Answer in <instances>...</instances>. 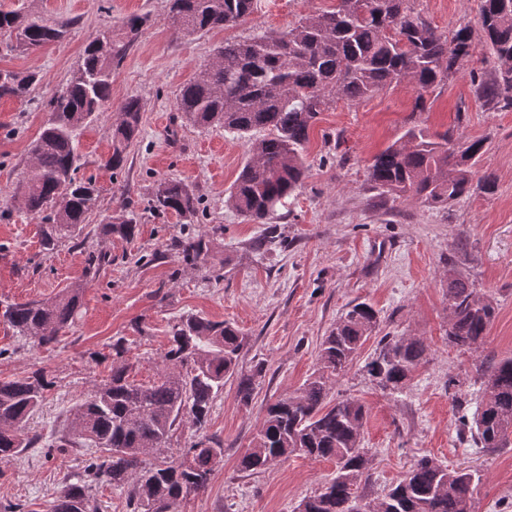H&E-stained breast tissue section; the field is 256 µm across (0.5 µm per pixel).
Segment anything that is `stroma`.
<instances>
[{
    "mask_svg": "<svg viewBox=\"0 0 512 512\" xmlns=\"http://www.w3.org/2000/svg\"><path fill=\"white\" fill-rule=\"evenodd\" d=\"M256 2L239 25L185 37L175 30L169 0H0V11H38L70 24L65 40L36 52L0 44V69L40 77L30 96L0 100V199L14 194L30 145L49 118L44 103L77 68L90 37L106 27L120 31L132 15L143 20L116 69L110 99L79 136L78 175L95 180L98 209L50 255L40 246L37 218L17 207L0 211V300L39 301L77 282L84 287L78 319L54 345L33 346L0 319V380L38 369L53 380L26 426L39 447L0 462V504L49 512L61 487L82 476L88 447L57 442L71 430V409L109 376L113 340L125 339L131 377L149 384L167 348L169 323L193 314L233 324L246 341L240 372L258 363L265 371L248 404L237 396V378L225 380L206 426L224 442V463L180 512H297L300 501L334 475L333 461L296 455L251 475L240 472L239 459L266 405L302 386L317 367L321 338L348 307L365 302L377 311L378 326L330 393L334 400L359 399L367 411L369 481L362 495L382 493L428 455L451 468L480 471L474 512H512V447H469L458 421L481 393L477 366L512 356V108L486 111L469 73L429 90L421 112L414 111L415 92L406 83L356 103L338 102L310 131L309 175L274 219L276 244L259 245L263 225L226 203L248 142L223 127L194 124L176 105L179 89L217 46L286 30L336 0ZM414 6L447 37L478 21V0H415ZM132 96L144 106L142 131L125 170L116 174L103 161L112 151L118 112ZM413 122L433 133L486 139L488 151L475 171L494 180L493 192L442 207L412 195H378L367 180L368 165ZM168 179L194 189V216L151 210L157 184ZM124 207L138 218L135 236H100L101 221ZM201 234L203 260L185 264L174 241ZM101 254L105 263L85 276L89 257ZM452 267L497 303L476 351L448 341L445 293ZM138 322L143 332L135 331ZM385 335H415L428 348L426 363L395 391L379 388L364 372Z\"/></svg>",
    "mask_w": 512,
    "mask_h": 512,
    "instance_id": "obj_1",
    "label": "stroma"
}]
</instances>
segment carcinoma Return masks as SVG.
<instances>
[{"mask_svg": "<svg viewBox=\"0 0 512 512\" xmlns=\"http://www.w3.org/2000/svg\"><path fill=\"white\" fill-rule=\"evenodd\" d=\"M336 0L332 10L315 11L278 34L257 33L226 41L199 75L177 94L178 111L200 126L220 125L248 139V160L229 190L227 203L239 215L265 224L307 178L305 151L317 117L339 101H360L392 84L416 91L414 110H424V93L445 85L465 67L475 45L469 27L442 37L410 5L411 0ZM254 10V0H170L173 23L185 36L231 27ZM483 49L495 72L472 80L475 97L487 110L512 108V0H480ZM141 20L124 22L117 37L108 28L88 42L82 62L47 102L50 119L30 148L18 191L0 203L19 206L43 223L41 245L52 252L82 229L98 206V190L77 179L79 131L112 92L114 68L137 38ZM17 33L15 49L27 51L61 41L68 26L35 11L0 12V31ZM39 81L35 72L9 70L0 99L22 98ZM143 107L131 97L112 128V153L105 166L125 169L129 148L141 133ZM485 153V140L449 132L431 134L418 124L379 151L368 166V181L382 195L413 194L431 207L446 206L476 192L490 193L487 176L473 180L472 168ZM199 204L179 181L157 186L151 208L192 216ZM134 214L102 225L104 235L134 237ZM182 261L195 265L206 251L203 238L177 244ZM80 283L49 301L8 302L0 317L17 336L43 347L58 341L81 308ZM448 340L478 350L496 315L493 301L448 269ZM366 303L351 306L320 343L317 369L297 391L267 406L239 470L251 474L297 454L329 459L335 476L304 498L298 512H360L357 491L369 480L368 451L362 446L365 406L356 399L326 402L337 376L348 368L377 326ZM244 337L229 323L191 315L170 326L168 347L150 385L130 379L123 339L112 343V371L73 410V434L98 449L85 461L84 478L68 482L51 512H98L90 489L105 483L127 494L133 512H178L192 493L206 490L224 461V441L205 433L213 401L224 379L236 374ZM424 341L383 337L365 365L382 387L399 389L426 361ZM483 394L472 416L460 417L473 447L512 446V357L482 368ZM256 366L240 375L237 395L252 401ZM53 385L45 371L0 381V460L17 457L37 439L24 437L29 416ZM192 434L177 457L159 461L175 430ZM480 475L449 469L430 456L417 459L396 483L365 504L370 512H473Z\"/></svg>", "mask_w": 512, "mask_h": 512, "instance_id": "cac0c4a2", "label": "carcinoma"}]
</instances>
